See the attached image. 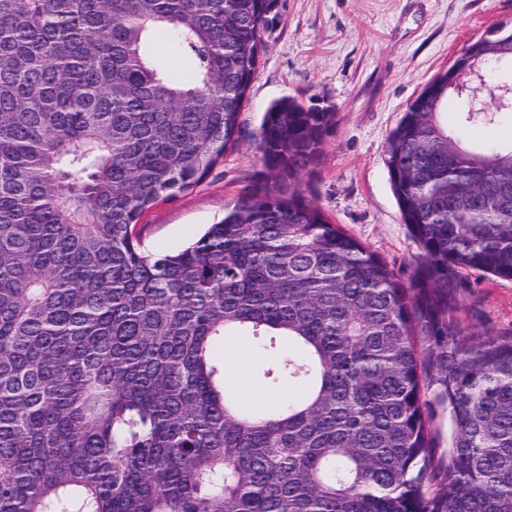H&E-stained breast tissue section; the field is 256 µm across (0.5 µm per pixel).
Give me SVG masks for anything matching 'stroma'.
I'll use <instances>...</instances> for the list:
<instances>
[{
  "instance_id": "35a3bbf8",
  "label": "stroma",
  "mask_w": 512,
  "mask_h": 512,
  "mask_svg": "<svg viewBox=\"0 0 512 512\" xmlns=\"http://www.w3.org/2000/svg\"><path fill=\"white\" fill-rule=\"evenodd\" d=\"M268 51L241 114L242 142L191 191L159 201L140 220L145 249L181 250L248 191L262 163L251 142L267 108L308 92L336 108L316 168L299 179L303 198L410 280L421 248L392 193L384 145L410 102L491 29H512V0H278ZM455 295L463 333H512V280L465 275ZM439 386L423 389L436 457L452 427Z\"/></svg>"
}]
</instances>
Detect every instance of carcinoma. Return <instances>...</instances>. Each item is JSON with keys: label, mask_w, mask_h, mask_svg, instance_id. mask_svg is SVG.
<instances>
[{"label": "carcinoma", "mask_w": 512, "mask_h": 512, "mask_svg": "<svg viewBox=\"0 0 512 512\" xmlns=\"http://www.w3.org/2000/svg\"><path fill=\"white\" fill-rule=\"evenodd\" d=\"M278 0H0V512H512V336L456 325L461 274L512 279V30L456 64L496 82L409 104L385 145L409 282L298 191L332 106L274 102L264 170L178 252L136 231L241 138ZM166 41L180 75L150 45ZM259 340L255 412L224 342ZM454 435L434 464L422 389ZM451 128L463 141L471 143H508L512 141V118H507L490 127L458 128L449 113Z\"/></svg>", "instance_id": "carcinoma-1"}]
</instances>
